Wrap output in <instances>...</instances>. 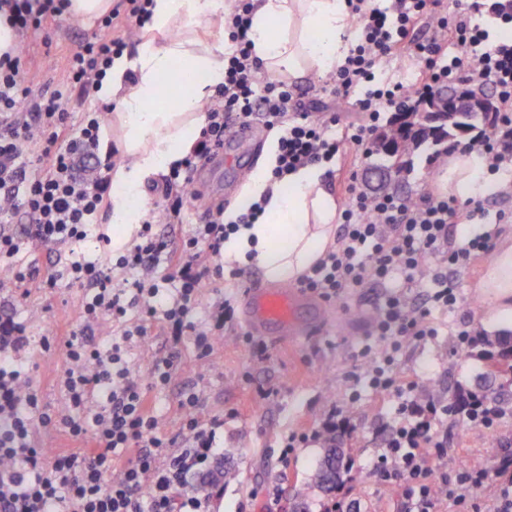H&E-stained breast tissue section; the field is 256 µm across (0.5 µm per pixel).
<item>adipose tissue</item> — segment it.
Here are the masks:
<instances>
[{"mask_svg":"<svg viewBox=\"0 0 512 512\" xmlns=\"http://www.w3.org/2000/svg\"><path fill=\"white\" fill-rule=\"evenodd\" d=\"M250 38L266 73L299 80L321 77L341 65L353 39L349 0H254ZM224 0H153V37L135 56L120 55L99 95L117 102L122 164L112 173V247L126 246L145 208L147 181L169 170L198 138L201 103L224 81L231 48L224 30ZM193 31L185 39L174 26ZM137 79L127 84V72ZM272 162L250 175L249 192L266 196L257 223L240 225L224 242L225 264L252 263L271 282H292L330 248L337 206L323 186L324 170L306 166L285 181L271 179ZM442 182L449 195L465 199L492 193L482 157L455 152ZM482 291L499 315L512 316V245L495 252Z\"/></svg>","mask_w":512,"mask_h":512,"instance_id":"ef3b65f1","label":"adipose tissue"}]
</instances>
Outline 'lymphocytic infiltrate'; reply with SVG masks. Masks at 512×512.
Returning <instances> with one entry per match:
<instances>
[{
  "mask_svg": "<svg viewBox=\"0 0 512 512\" xmlns=\"http://www.w3.org/2000/svg\"><path fill=\"white\" fill-rule=\"evenodd\" d=\"M0 5L23 39L60 19L68 0H0ZM151 5L152 0H122L71 55L66 82L43 94L33 95L23 54L0 56V268L10 274L8 287H22L38 276L16 263L21 241L9 228L15 218L26 221L29 238L59 245L85 238L88 224L111 209L115 153L101 151L100 143L112 107L77 116L71 103L74 95L97 89L113 57L123 54L127 30L150 24ZM350 6L357 18L355 39L331 73L330 85L337 101L354 104L365 121L336 137L329 133L339 123L336 116L317 117L295 107L296 89L288 81L259 79L260 63L249 37L254 3L234 0L224 14V27L235 48L224 58L223 84L204 107L200 136L165 176L164 205L156 219L143 222L117 259L118 266L137 270L138 278L120 288L98 262L78 257L65 266L68 284L93 291L81 309L84 325L107 315L123 320L134 304L143 320L162 317L173 335L192 333L199 355L210 352L234 309L225 297L211 304L205 325L191 321L210 277L200 258L219 253L239 225L255 223L263 203L243 205L229 223L223 211H216L205 223L192 225L177 246L155 233L153 225L182 223L197 169L223 150L232 125L247 128L259 119L266 130L277 132L273 177L282 180L299 168L332 161L342 142L370 143L383 113L423 102L440 86L476 78L494 90L500 116L493 130L467 147L484 156L490 173L512 165V40L492 39L490 32L494 24L512 26V0H472L465 8L447 7L445 0H398L392 14L374 0H350ZM426 19L433 33L421 40L416 32ZM401 56L416 63L415 80L377 81L382 63ZM347 193L336 245L298 284L330 304L369 283L387 287L373 307L367 341L350 374L353 383L397 400V420L383 431L382 450L371 459L372 474L384 482L400 481L404 512H436L437 487L444 489L443 498L455 512H512V450H504L495 471L466 467L452 472L448 438L435 429L437 421L455 412L489 430L505 416V407L473 395L457 408L432 396L417 401V381L402 379L398 371L408 345L437 336L434 312L458 302L449 268L493 249L488 233L468 238L459 249L448 246L451 225L484 219L480 201L461 203L429 191L414 199L389 192L370 195L353 183ZM161 259L168 272L159 278L155 264ZM416 288L429 291L420 306L412 302ZM132 338L131 330H124L103 349L81 331L71 332L65 342L69 366L61 378L64 406L47 412L14 356L27 340L25 328L0 317V512H210L208 495L187 492V476L209 457L220 423L200 420L199 399L191 394L180 402L179 432L159 437L147 393L149 387L166 384L173 363L158 359L148 374H141L127 360ZM103 386L106 398L95 402L93 393ZM33 411L43 424L74 439H91V446L48 455L31 439ZM128 449L132 457L114 468L116 455ZM492 478L500 481L502 492L486 509L477 493Z\"/></svg>",
  "mask_w": 512,
  "mask_h": 512,
  "instance_id": "obj_1",
  "label": "lymphocytic infiltrate"
}]
</instances>
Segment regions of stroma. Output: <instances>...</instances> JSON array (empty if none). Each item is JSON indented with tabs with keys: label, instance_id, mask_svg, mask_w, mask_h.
I'll return each mask as SVG.
<instances>
[{
	"label": "stroma",
	"instance_id": "obj_1",
	"mask_svg": "<svg viewBox=\"0 0 512 512\" xmlns=\"http://www.w3.org/2000/svg\"><path fill=\"white\" fill-rule=\"evenodd\" d=\"M94 30V24L65 17L29 34L27 68L34 93L65 80L70 55ZM325 85L322 77L301 80L306 108L315 113L336 114L344 127L362 124L363 114L351 105L337 102ZM331 168V174L324 177V187L337 205L345 203L340 182L349 171L357 172L361 188L370 189L369 160L360 149L343 145ZM441 172L440 166L421 155L410 175L388 182L386 188L409 198L430 188L438 191L442 188ZM25 228L21 220L11 226L14 233L24 238L18 258L44 277L61 272L72 253L99 261L110 255L106 240L112 235V226L105 214L90 226L87 238L73 246L44 248L25 238ZM490 261L486 255L449 270V277L455 279L459 288L456 307L439 317V336L424 346H408L400 359L401 371L418 378L420 386L432 385L444 393L450 389L474 391L482 383L487 365L499 351L493 339L504 330L494 316L493 304L478 288ZM264 282L256 265H244L240 280L220 279L203 289L192 320L204 323L212 300L227 294L240 295L242 287ZM383 292L379 285L357 289L344 303L329 308L319 335L270 343L269 357L264 361L252 360L241 343V323L226 327L212 351L201 357L195 350L193 336L173 339L162 318L143 323L136 311H129V325L141 323L146 328L145 336L132 347L130 364L144 373L156 358L173 360L168 383L150 392L160 434L171 436L179 431V402L190 393L199 397L200 419L218 417L224 421L218 431L214 459L236 469L239 479L221 489L208 485L211 512H292L296 493L304 487L309 490L308 512H320L329 495L310 487L309 482L322 455L321 443L308 441L285 461L280 457V441L289 431L316 427L329 404H347V373L354 364L355 352L365 341L369 311ZM88 294V289L70 287L62 281L53 288L35 283L20 290L0 292V313H12L26 328L28 344L21 353L19 367L47 408H57L61 403L58 378L67 364L64 343L70 332L80 326L81 307ZM462 327L480 334L483 345L458 352L455 332ZM45 337L54 339L52 351H41L40 341ZM267 388L276 389L277 394L265 400L260 392ZM394 415L395 405L390 399L362 391L348 424V435L356 440L348 458L355 467L351 478L338 481L354 503L352 512H403L400 487L392 482H378L367 466L381 446L377 429ZM437 430L452 436L448 454V468L452 471L467 466L494 470L502 449L512 448V412L491 430L472 427L454 415L442 420Z\"/></svg>",
	"mask_w": 512,
	"mask_h": 512
}]
</instances>
